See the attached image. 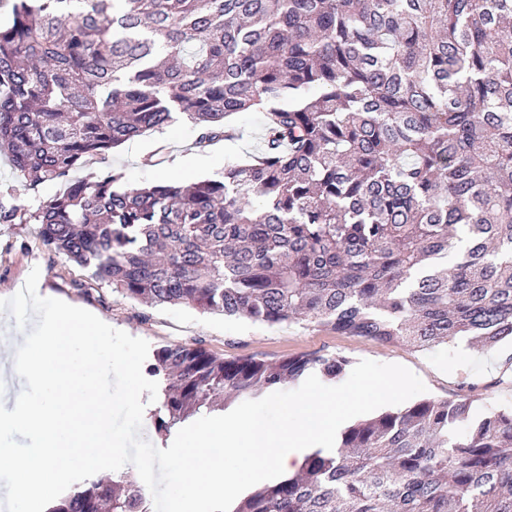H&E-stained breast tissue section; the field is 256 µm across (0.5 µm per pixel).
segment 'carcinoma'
<instances>
[{
  "instance_id": "1",
  "label": "carcinoma",
  "mask_w": 512,
  "mask_h": 512,
  "mask_svg": "<svg viewBox=\"0 0 512 512\" xmlns=\"http://www.w3.org/2000/svg\"><path fill=\"white\" fill-rule=\"evenodd\" d=\"M0 153L64 178L185 115L204 146L265 113L220 179L89 175L0 221L127 299L270 326L304 320L427 349L512 338V0H0ZM343 357L153 350L164 438ZM49 512H150L127 474ZM233 512H512V406L422 399L347 426L330 455Z\"/></svg>"
}]
</instances>
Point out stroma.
<instances>
[{
	"instance_id": "stroma-1",
	"label": "stroma",
	"mask_w": 512,
	"mask_h": 512,
	"mask_svg": "<svg viewBox=\"0 0 512 512\" xmlns=\"http://www.w3.org/2000/svg\"><path fill=\"white\" fill-rule=\"evenodd\" d=\"M238 136L200 148L198 130L185 118L149 132L137 141V150L123 145L105 157L71 172V179L90 174L120 173L126 186L139 187L173 175L184 182L218 179L227 159L252 154L263 134L260 112H241L231 119ZM154 156L155 166L145 165ZM65 182L35 186L13 175L0 155V205L35 210L40 202L63 191ZM39 269L38 292L86 309L111 327L145 339L150 347L182 343L204 348L227 359L275 361L286 356L315 354L343 356L351 363L370 359L400 364L421 378L426 395L440 400H472L476 414L512 405V344L474 347L467 341L433 350L379 344L345 336L308 322L276 326L203 313L187 305L149 306L123 298L111 288L90 281L86 271L65 255L43 245L32 223L0 222V299L15 295L32 269Z\"/></svg>"
}]
</instances>
